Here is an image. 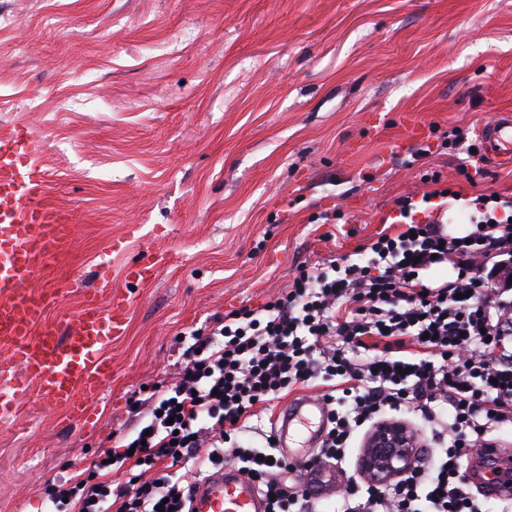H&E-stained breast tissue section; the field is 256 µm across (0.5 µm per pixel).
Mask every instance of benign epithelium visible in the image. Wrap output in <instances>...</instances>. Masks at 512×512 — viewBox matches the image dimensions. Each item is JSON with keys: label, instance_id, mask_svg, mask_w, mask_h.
Masks as SVG:
<instances>
[{"label": "benign epithelium", "instance_id": "obj_1", "mask_svg": "<svg viewBox=\"0 0 512 512\" xmlns=\"http://www.w3.org/2000/svg\"><path fill=\"white\" fill-rule=\"evenodd\" d=\"M416 435L401 422H382L370 433L360 459L362 476L384 483L402 474L413 456Z\"/></svg>", "mask_w": 512, "mask_h": 512}]
</instances>
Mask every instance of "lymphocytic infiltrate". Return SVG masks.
Segmentation results:
<instances>
[{"mask_svg": "<svg viewBox=\"0 0 512 512\" xmlns=\"http://www.w3.org/2000/svg\"><path fill=\"white\" fill-rule=\"evenodd\" d=\"M451 195L438 187L398 197L395 229L377 234L367 264L303 266L288 291L191 331L175 386L150 396L145 431L112 451L115 466L138 467L133 481L70 480L51 502L191 512L178 469L228 464L256 482L267 512H313L273 433L248 445L238 436L255 409L319 381L330 418L312 460L343 465L357 432L389 410L418 416L431 434V452L389 482L346 476L335 492L343 512H482L463 468L471 449L512 424V297L480 271L512 264V198L483 196L471 231L452 236L442 227ZM438 264L452 265L455 279L426 278Z\"/></svg>", "mask_w": 512, "mask_h": 512, "instance_id": "1", "label": "lymphocytic infiltrate"}]
</instances>
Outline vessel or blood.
Segmentation results:
<instances>
[{
  "instance_id": "b4317fda",
  "label": "vessel or blood",
  "mask_w": 512,
  "mask_h": 512,
  "mask_svg": "<svg viewBox=\"0 0 512 512\" xmlns=\"http://www.w3.org/2000/svg\"><path fill=\"white\" fill-rule=\"evenodd\" d=\"M486 168L512 169V116L480 125ZM39 144L28 125L0 136V421L17 417L24 396L35 395L49 409L84 418L90 399L112 376L105 356L128 325L124 297L112 286L111 264L100 265L99 286L83 298L76 318L51 317L60 291L35 282L48 264L68 249L72 229L46 201L47 175ZM306 399H294L279 412L278 440L301 414ZM335 465L303 469L300 485L313 498L336 489ZM195 512H264L256 484L237 468L224 467L194 484Z\"/></svg>"
}]
</instances>
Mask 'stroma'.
<instances>
[{"instance_id":"1","label":"stroma","mask_w":512,"mask_h":512,"mask_svg":"<svg viewBox=\"0 0 512 512\" xmlns=\"http://www.w3.org/2000/svg\"><path fill=\"white\" fill-rule=\"evenodd\" d=\"M509 109L512 0H0V136L30 126L73 227L39 284L76 317L119 240L112 284L129 308L86 424L31 400L0 423V512H49L53 486L93 477L146 423L142 386L173 383L185 333L210 315L257 307L300 265L370 260L424 174L461 195L453 235L478 197L512 198V169L467 180L444 138ZM410 115L430 157L406 139ZM157 250L169 262L152 282L123 278Z\"/></svg>"}]
</instances>
